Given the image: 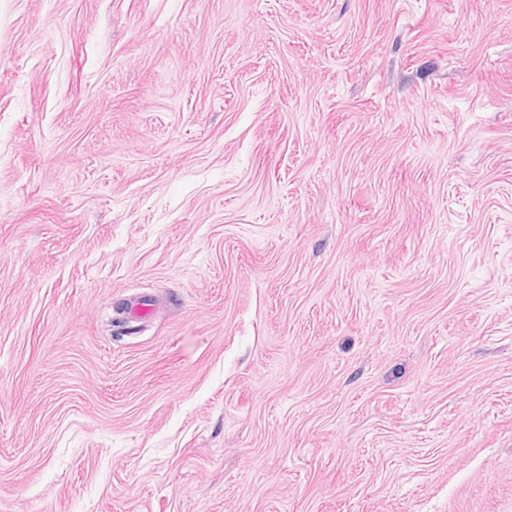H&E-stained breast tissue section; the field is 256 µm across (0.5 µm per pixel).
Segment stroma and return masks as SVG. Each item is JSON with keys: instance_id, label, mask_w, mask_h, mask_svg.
<instances>
[{"instance_id": "obj_1", "label": "stroma", "mask_w": 512, "mask_h": 512, "mask_svg": "<svg viewBox=\"0 0 512 512\" xmlns=\"http://www.w3.org/2000/svg\"><path fill=\"white\" fill-rule=\"evenodd\" d=\"M0 512H512V0H0Z\"/></svg>"}]
</instances>
